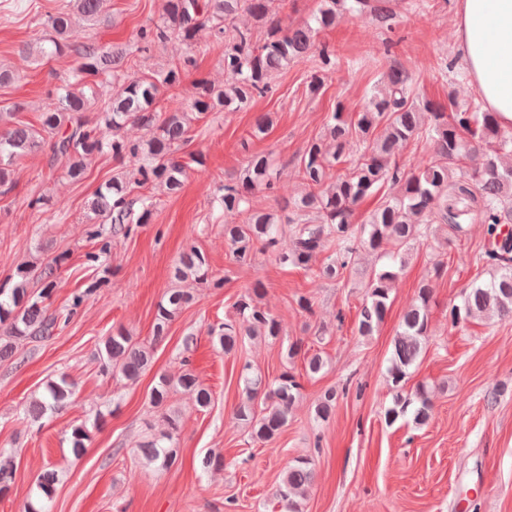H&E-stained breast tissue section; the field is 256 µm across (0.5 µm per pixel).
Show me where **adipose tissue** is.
I'll return each mask as SVG.
<instances>
[{"label":"adipose tissue","instance_id":"ef3b65f1","mask_svg":"<svg viewBox=\"0 0 512 512\" xmlns=\"http://www.w3.org/2000/svg\"><path fill=\"white\" fill-rule=\"evenodd\" d=\"M455 44L486 109L512 125V0H455Z\"/></svg>","mask_w":512,"mask_h":512}]
</instances>
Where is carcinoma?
<instances>
[{"label":"carcinoma","mask_w":512,"mask_h":512,"mask_svg":"<svg viewBox=\"0 0 512 512\" xmlns=\"http://www.w3.org/2000/svg\"><path fill=\"white\" fill-rule=\"evenodd\" d=\"M71 8L49 11L42 21V35L34 43L20 46L22 54L40 59L72 54L76 67L70 76L54 85L48 94L56 108L42 114L41 128L34 129L19 119L23 102L11 111L0 112V194L13 186L14 165L23 157L49 150L48 164L60 163L73 180L81 178L86 161L94 155L110 154L121 165L112 179L100 186L91 210L94 221L86 234L95 250L86 260L98 265L110 251L112 239L127 237L135 224L151 222L157 194H178L188 172L205 166L202 156L185 159L178 147L188 142L193 126L210 113L237 112L253 100L273 91L277 72L290 64H310L307 84L316 95L324 84V73L336 67V53L317 40L320 30L340 22L345 12L369 13L380 27H391L393 13L369 0H322L309 18L282 24L280 12L288 0H165L162 17L138 29L129 44L102 46L91 34L76 29L78 15L87 28L106 21V0H70ZM248 15L254 26L238 19ZM224 45V73L230 81L222 86L207 79L192 82L187 96L172 94L160 105L163 89H178L196 60L186 55L166 71L129 72L132 53H145L160 42L173 38L187 44L198 42L200 34ZM455 111L451 117L446 109ZM96 111L91 122L86 113ZM148 133L145 139L123 134L128 124ZM430 144L428 163L406 170L400 163L403 149L414 141ZM512 127H503L496 114L481 105L463 106L448 95V105L421 102L414 97L409 75L388 69L375 85L366 104L353 116H344L337 104L323 133L308 141L294 160L304 191L284 200L288 214L278 217L257 208L253 198L259 191H278L280 169L269 153L249 155L239 175L224 180L215 202L224 214L239 221L224 223V240L232 259L239 265L254 264L257 253L274 257L283 266L304 270L314 281L345 284V273L356 268L361 253L386 260L380 267L362 273L360 287L366 299L357 315V333L375 334L383 323L393 284L417 246H442L436 227L443 226L453 237L467 233L472 223L485 226L486 244L476 262L490 270V278L465 288L462 305L450 310L456 327L471 319L494 313L501 320L512 319ZM397 192L372 214L368 223L352 224L354 208L383 184ZM61 258L46 262L35 257L16 267L0 283V359L9 357L17 343L49 339L59 327L58 317L48 314L46 300L58 284ZM37 277L39 293L29 290ZM177 280L192 279L199 284L221 288L224 279L213 276L209 260L191 244L173 267ZM265 285L258 278L234 303L233 315L209 327L212 341L229 354L245 339L275 342L284 335L281 321L262 303ZM194 298L192 291L171 288L158 303L153 336L140 342L122 327L99 343L97 357L102 370L134 383L150 365L154 346L163 341L169 325ZM433 289L423 283L404 310L400 330L392 340L387 377L391 404L384 420L391 425L405 419L414 426L428 423L433 411L432 391L425 383L409 388L412 369L417 366L430 332ZM303 356L304 373L287 367L269 379L246 361L240 370L241 399L234 410L236 419L255 442L275 440L285 427L295 403L302 398L303 376L313 377L327 366L319 353L302 354V343L288 344L286 358L292 364ZM191 394L196 406L210 408L213 395L183 360L176 375H158L149 394L153 408L161 412L165 428L139 444L141 460L159 470L178 461L176 436L182 419L168 407L172 390ZM346 388L329 387L314 406V419L327 421ZM73 384L67 376L49 382L45 392L29 401L25 417L33 423L49 412L71 404ZM105 413L72 429L70 444L74 457L84 455L92 430L104 422ZM315 470L308 458L288 464L279 495L285 512H302L301 499L314 483ZM15 482L13 457L0 450V493ZM59 482V471L48 467L40 472L31 488L25 512H51Z\"/></svg>","instance_id":"carcinoma-1"}]
</instances>
